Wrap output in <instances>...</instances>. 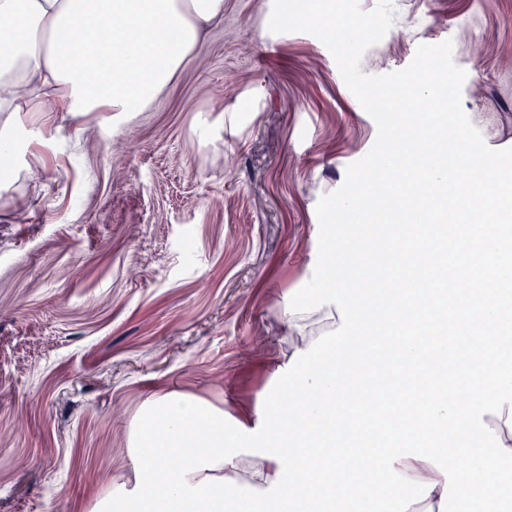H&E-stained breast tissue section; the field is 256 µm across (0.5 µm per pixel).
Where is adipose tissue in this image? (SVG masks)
Returning a JSON list of instances; mask_svg holds the SVG:
<instances>
[{"label":"adipose tissue","instance_id":"1","mask_svg":"<svg viewBox=\"0 0 512 512\" xmlns=\"http://www.w3.org/2000/svg\"><path fill=\"white\" fill-rule=\"evenodd\" d=\"M19 28L0 31V112H137L158 96L203 30L224 16V0H0V14ZM293 349H307L340 325L335 306L288 316ZM400 474L433 483L430 496L408 512H439L440 471L404 458ZM277 460L239 455L209 475L266 489ZM204 472L188 474L196 484Z\"/></svg>","mask_w":512,"mask_h":512}]
</instances>
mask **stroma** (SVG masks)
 I'll use <instances>...</instances> for the list:
<instances>
[{
    "mask_svg": "<svg viewBox=\"0 0 512 512\" xmlns=\"http://www.w3.org/2000/svg\"><path fill=\"white\" fill-rule=\"evenodd\" d=\"M392 2L362 72L452 40L465 113L512 143V0ZM271 11L224 0L144 111L0 114L39 131L0 176V512H91L154 397L263 401L316 205L377 138L326 46Z\"/></svg>",
    "mask_w": 512,
    "mask_h": 512,
    "instance_id": "35a3bbf8",
    "label": "stroma"
}]
</instances>
